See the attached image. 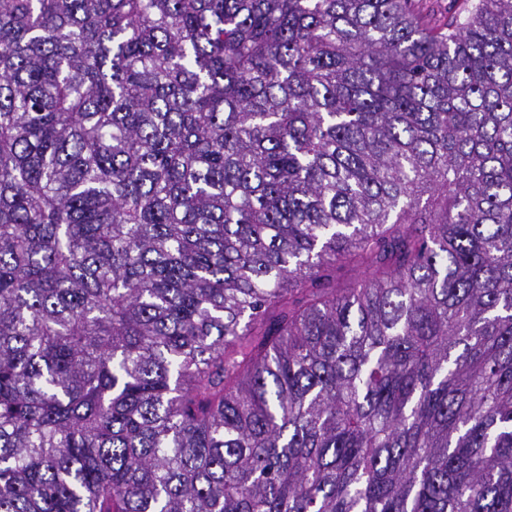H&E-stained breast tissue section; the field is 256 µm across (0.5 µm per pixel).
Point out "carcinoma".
<instances>
[{"label": "carcinoma", "mask_w": 512, "mask_h": 512, "mask_svg": "<svg viewBox=\"0 0 512 512\" xmlns=\"http://www.w3.org/2000/svg\"><path fill=\"white\" fill-rule=\"evenodd\" d=\"M0 512H512V0H0ZM425 13L436 22H444L449 15L461 12L463 0H419Z\"/></svg>", "instance_id": "1"}]
</instances>
